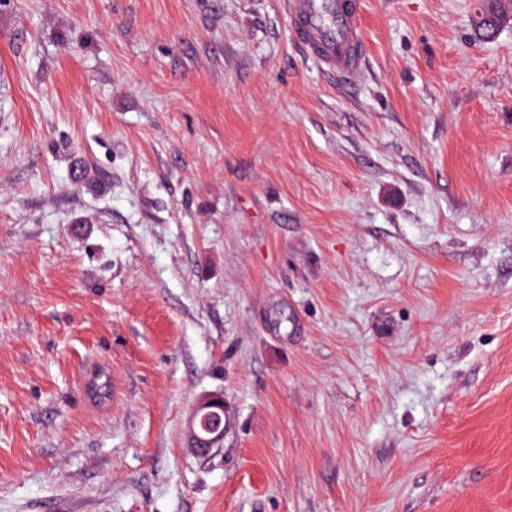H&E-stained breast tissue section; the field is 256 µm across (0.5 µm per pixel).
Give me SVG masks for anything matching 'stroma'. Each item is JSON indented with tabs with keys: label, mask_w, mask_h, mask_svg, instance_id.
Wrapping results in <instances>:
<instances>
[{
	"label": "stroma",
	"mask_w": 512,
	"mask_h": 512,
	"mask_svg": "<svg viewBox=\"0 0 512 512\" xmlns=\"http://www.w3.org/2000/svg\"><path fill=\"white\" fill-rule=\"evenodd\" d=\"M0 0V512H512V25ZM230 415L212 456L197 400ZM288 19L312 62L342 75L363 67L358 0H289ZM229 422L224 397L207 394L197 402L187 426L188 449L199 456L223 448L224 432Z\"/></svg>",
	"instance_id": "35a3bbf8"
}]
</instances>
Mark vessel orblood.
Masks as SVG:
<instances>
[{
  "instance_id": "1",
  "label": "vessel or blood",
  "mask_w": 512,
  "mask_h": 512,
  "mask_svg": "<svg viewBox=\"0 0 512 512\" xmlns=\"http://www.w3.org/2000/svg\"><path fill=\"white\" fill-rule=\"evenodd\" d=\"M291 30L309 60L350 75L364 63L358 0H289Z\"/></svg>"
}]
</instances>
